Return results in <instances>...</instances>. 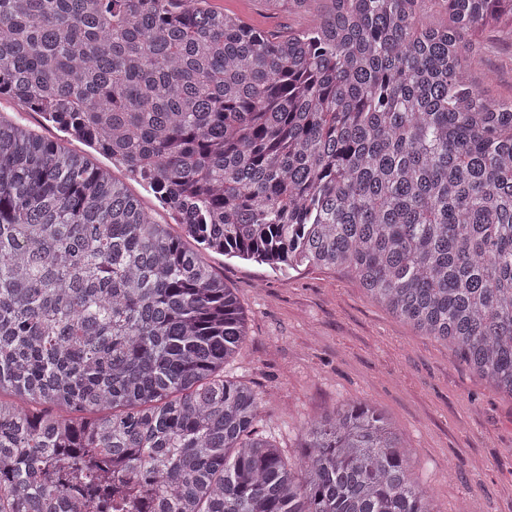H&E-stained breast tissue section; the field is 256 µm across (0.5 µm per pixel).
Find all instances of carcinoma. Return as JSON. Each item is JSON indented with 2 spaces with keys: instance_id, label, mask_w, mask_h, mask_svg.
Here are the masks:
<instances>
[{
  "instance_id": "1",
  "label": "carcinoma",
  "mask_w": 512,
  "mask_h": 512,
  "mask_svg": "<svg viewBox=\"0 0 512 512\" xmlns=\"http://www.w3.org/2000/svg\"><path fill=\"white\" fill-rule=\"evenodd\" d=\"M331 0L272 36L202 0H0V512H434L363 403L296 461L224 377L246 318L203 259L347 268L512 397V98L465 36L512 0ZM0 114L1 116L18 122L31 130L39 136L50 140H60L62 133L56 128L43 125L39 116L28 111L22 103L8 97H0ZM130 189L134 195L141 200L143 205L152 212L157 223L170 224L169 229L174 234H177L180 231L179 227L174 224L175 222L170 213L159 207L158 202L150 192L135 183L130 184Z\"/></svg>"
}]
</instances>
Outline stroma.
Listing matches in <instances>:
<instances>
[{
    "label": "stroma",
    "mask_w": 512,
    "mask_h": 512,
    "mask_svg": "<svg viewBox=\"0 0 512 512\" xmlns=\"http://www.w3.org/2000/svg\"><path fill=\"white\" fill-rule=\"evenodd\" d=\"M205 5L282 35L309 25L328 0H307L288 14L268 11L264 0ZM472 76L490 96L511 99L512 36L485 34ZM207 261L247 319V339L224 374L259 393L261 428L287 458L300 454L305 421L366 403L409 448L436 512H457L471 496L482 512H512L511 398L368 300L349 271L281 272L215 253Z\"/></svg>",
    "instance_id": "35a3bbf8"
}]
</instances>
